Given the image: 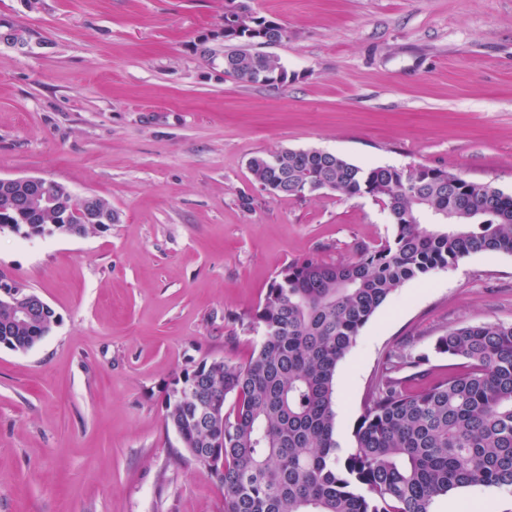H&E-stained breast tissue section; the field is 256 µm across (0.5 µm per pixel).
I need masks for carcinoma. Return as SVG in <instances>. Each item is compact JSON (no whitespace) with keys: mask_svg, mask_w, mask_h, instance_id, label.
<instances>
[{"mask_svg":"<svg viewBox=\"0 0 512 512\" xmlns=\"http://www.w3.org/2000/svg\"><path fill=\"white\" fill-rule=\"evenodd\" d=\"M241 6L245 27L224 44V73L252 84L258 72L288 78L277 57L249 50L288 31ZM249 169L277 196L329 190L380 200L395 233L348 261L292 262L251 315L262 340L247 362L203 359L172 380L164 421L189 461L204 456L196 467L221 483L224 512H431L458 489L512 488V324H464L438 337L435 352L461 370L418 390L408 382L426 376L425 357L390 354L344 443L334 408L339 363L398 288L470 254L512 255V195L446 170L361 166L315 149L259 155ZM27 192L0 185V231L68 234L52 213L15 223ZM13 316L0 298V347L15 352L57 324L53 312L27 326ZM200 403L219 409L204 426Z\"/></svg>","mask_w":512,"mask_h":512,"instance_id":"1","label":"carcinoma"}]
</instances>
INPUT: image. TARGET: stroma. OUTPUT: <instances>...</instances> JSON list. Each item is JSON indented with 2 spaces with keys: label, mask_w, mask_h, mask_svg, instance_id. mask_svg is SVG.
I'll return each instance as SVG.
<instances>
[{
  "label": "stroma",
  "mask_w": 512,
  "mask_h": 512,
  "mask_svg": "<svg viewBox=\"0 0 512 512\" xmlns=\"http://www.w3.org/2000/svg\"><path fill=\"white\" fill-rule=\"evenodd\" d=\"M288 36L283 84L224 72L228 0H0V177L110 201L82 237L0 232V274L55 311L49 335L0 348V512H224L179 456L165 391L202 359L246 362L250 316L278 273L391 239L383 204L277 197L252 157L318 149L361 166L430 167L512 194V0H250ZM512 324V255L481 253L399 288L336 377L351 433L387 354L429 356L463 324ZM512 512V492L439 497Z\"/></svg>",
  "instance_id": "obj_1"
}]
</instances>
